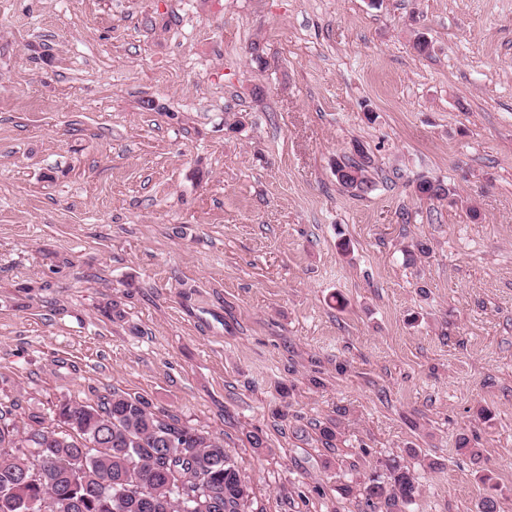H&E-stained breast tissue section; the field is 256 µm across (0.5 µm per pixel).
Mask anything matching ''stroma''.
<instances>
[{
  "label": "stroma",
  "mask_w": 512,
  "mask_h": 512,
  "mask_svg": "<svg viewBox=\"0 0 512 512\" xmlns=\"http://www.w3.org/2000/svg\"><path fill=\"white\" fill-rule=\"evenodd\" d=\"M112 390L251 512H512V0H0V403ZM359 159L344 158L341 164H338V171H343L338 177L336 172V181L348 191L356 194H365L373 190L375 185L374 178L371 176V172L374 169L371 159L364 154L363 151H358L356 154ZM359 181V186H364L361 192H357V188L354 186L356 181ZM386 480L373 478L366 487L369 500H377L385 512H405L418 494V485L411 472L396 461L384 463Z\"/></svg>",
  "instance_id": "stroma-1"
}]
</instances>
